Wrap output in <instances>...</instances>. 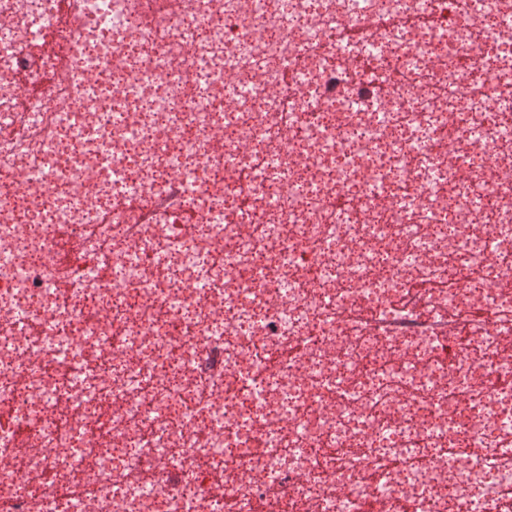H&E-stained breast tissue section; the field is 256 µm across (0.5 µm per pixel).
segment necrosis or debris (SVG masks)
Listing matches in <instances>:
<instances>
[{"instance_id": "necrosis-or-debris-1", "label": "necrosis or debris", "mask_w": 512, "mask_h": 512, "mask_svg": "<svg viewBox=\"0 0 512 512\" xmlns=\"http://www.w3.org/2000/svg\"><path fill=\"white\" fill-rule=\"evenodd\" d=\"M509 20L0 0V512H512Z\"/></svg>"}]
</instances>
